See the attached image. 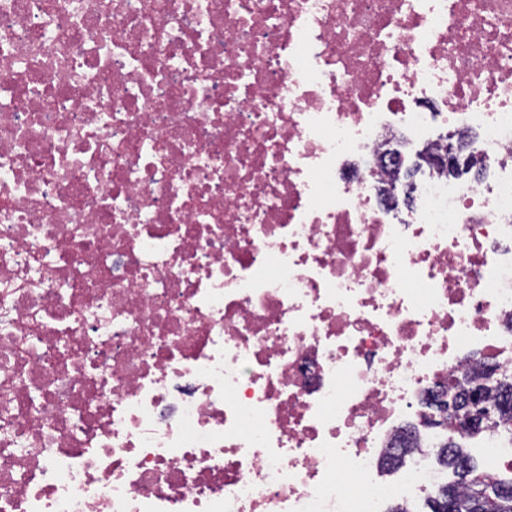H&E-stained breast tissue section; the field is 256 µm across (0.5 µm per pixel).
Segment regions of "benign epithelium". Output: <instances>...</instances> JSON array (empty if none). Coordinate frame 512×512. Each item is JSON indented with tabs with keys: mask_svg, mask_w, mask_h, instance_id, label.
Here are the masks:
<instances>
[{
	"mask_svg": "<svg viewBox=\"0 0 512 512\" xmlns=\"http://www.w3.org/2000/svg\"><path fill=\"white\" fill-rule=\"evenodd\" d=\"M434 163L450 175L469 168V161L462 155V147L452 144L448 145L444 155L434 159ZM488 389L500 394L493 404L486 401ZM429 401L431 408L426 413L427 423H446L450 430L462 426L474 428L512 405V383L503 378L495 366L487 365L475 381L467 377L461 384L455 378L448 386L431 390Z\"/></svg>",
	"mask_w": 512,
	"mask_h": 512,
	"instance_id": "1",
	"label": "benign epithelium"
}]
</instances>
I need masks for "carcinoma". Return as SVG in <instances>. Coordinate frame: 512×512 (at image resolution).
<instances>
[{
    "instance_id": "obj_1",
    "label": "carcinoma",
    "mask_w": 512,
    "mask_h": 512,
    "mask_svg": "<svg viewBox=\"0 0 512 512\" xmlns=\"http://www.w3.org/2000/svg\"><path fill=\"white\" fill-rule=\"evenodd\" d=\"M438 463L456 476L444 490L454 492L458 512H512V476L488 477L451 437L441 444Z\"/></svg>"
}]
</instances>
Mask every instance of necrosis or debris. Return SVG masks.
Instances as JSON below:
<instances>
[{
    "mask_svg": "<svg viewBox=\"0 0 512 512\" xmlns=\"http://www.w3.org/2000/svg\"><path fill=\"white\" fill-rule=\"evenodd\" d=\"M489 359L512 0H0V512H385ZM509 429L459 441L512 474ZM436 167L441 168L443 171L448 172V175H454L462 168H469V159L462 155V147H454L448 144V151L440 157L434 159Z\"/></svg>",
    "mask_w": 512,
    "mask_h": 512,
    "instance_id": "necrosis-or-debris-1",
    "label": "necrosis or debris"
}]
</instances>
